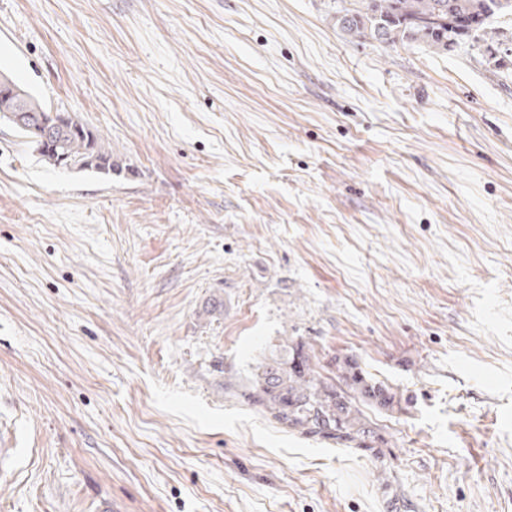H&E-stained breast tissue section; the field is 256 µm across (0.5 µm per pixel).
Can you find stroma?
<instances>
[{"mask_svg":"<svg viewBox=\"0 0 512 512\" xmlns=\"http://www.w3.org/2000/svg\"><path fill=\"white\" fill-rule=\"evenodd\" d=\"M336 0H0V512H512V65ZM406 401L375 461L230 391L285 338ZM12 80L5 74H0V99L6 104L12 103V107L4 113L11 123L16 124L9 126L18 135L28 139L31 133L18 125L25 122L36 125L32 128V132L37 135L36 139L42 141L47 149L39 150L37 145L30 140H26V143L33 144L45 163L54 168L73 169L68 167V162H70L76 166L80 165V168L77 169L80 171L91 170L100 174H112V168L117 167L118 164L112 160V147L109 144H106L86 124L81 126L80 122L70 113H58L56 110L40 107L35 103L18 98L19 88L25 97L40 102L23 85L13 78ZM68 127L73 130L81 127L82 129L79 131L56 130L52 134L51 146H48L50 130L67 129Z\"/></svg>","mask_w":512,"mask_h":512,"instance_id":"obj_1","label":"stroma"}]
</instances>
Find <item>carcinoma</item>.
Masks as SVG:
<instances>
[{
	"label": "carcinoma",
	"mask_w": 512,
	"mask_h": 512,
	"mask_svg": "<svg viewBox=\"0 0 512 512\" xmlns=\"http://www.w3.org/2000/svg\"><path fill=\"white\" fill-rule=\"evenodd\" d=\"M512 16V0H336L334 22L344 36L379 44L419 43L433 54H448L463 41L488 61L499 63L504 34L494 20ZM54 168L112 173V147L88 126L56 130L51 146L39 151ZM286 432L321 443L355 448L377 460L392 447V435L365 408L402 410L397 393L376 381L352 354H338L317 370L311 346L288 338L261 361L235 391Z\"/></svg>",
	"instance_id": "cac0c4a2"
}]
</instances>
